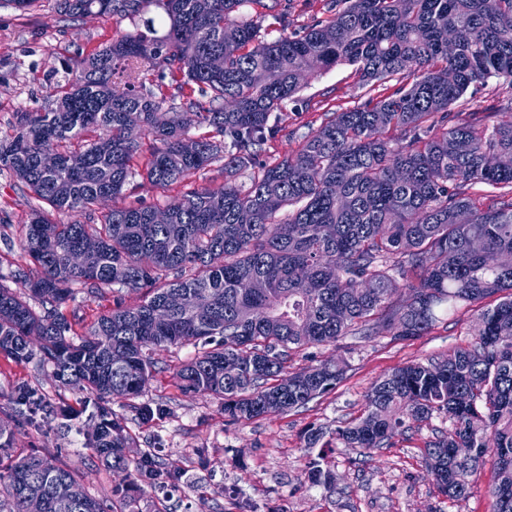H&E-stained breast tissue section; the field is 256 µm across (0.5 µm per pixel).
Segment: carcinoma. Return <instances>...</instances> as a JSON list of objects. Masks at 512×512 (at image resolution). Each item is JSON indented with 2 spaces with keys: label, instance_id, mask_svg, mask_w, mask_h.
I'll return each mask as SVG.
<instances>
[{
  "label": "carcinoma",
  "instance_id": "obj_1",
  "mask_svg": "<svg viewBox=\"0 0 512 512\" xmlns=\"http://www.w3.org/2000/svg\"><path fill=\"white\" fill-rule=\"evenodd\" d=\"M156 2L168 29L158 35L145 8ZM331 17L267 41L262 0H57L68 21L95 15L140 24L61 66L60 95L19 113L0 137L4 168L42 205L32 209L22 248L33 267L14 278L25 297L0 285V352L39 357L59 382L91 396L97 423L90 448L107 466L125 464L127 441L112 399L139 394L152 377L145 351L192 344L177 372L184 392L224 399V415L251 421L306 406L334 389L343 369L320 361L285 374L290 352L344 336L427 333L462 306L477 310L474 343L442 359L399 367L373 384L362 416L307 448H385L396 435L444 415L422 463L439 493L468 498L487 455L496 459L493 512H512V122L448 108L490 78L512 89V0H341ZM224 61L213 73L209 60ZM348 63L365 81L402 74L392 94L334 112L297 153L260 160L278 132L276 112L308 76ZM175 82L185 111L149 78ZM211 134L191 137V122ZM400 132L397 142L383 137ZM146 177L160 189L186 182L212 162L224 173L258 169L250 187L205 185L163 208H110L98 224L56 222L123 192L142 139ZM495 188L486 194L476 189ZM144 291L82 334L62 305L79 288ZM33 423L52 411L40 390L11 393ZM12 432L0 427V472L9 502L28 493L43 512H119L129 492L166 480L148 452L139 482L112 489V505L87 496L70 505L76 471L51 451L5 457ZM312 485L331 491L336 473L318 452Z\"/></svg>",
  "mask_w": 512,
  "mask_h": 512
}]
</instances>
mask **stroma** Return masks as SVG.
I'll list each match as a JSON object with an SVG mask.
<instances>
[{
    "label": "stroma",
    "mask_w": 512,
    "mask_h": 512,
    "mask_svg": "<svg viewBox=\"0 0 512 512\" xmlns=\"http://www.w3.org/2000/svg\"><path fill=\"white\" fill-rule=\"evenodd\" d=\"M339 7V0H278L263 18L261 33L273 40L330 17ZM133 27V19L119 16L107 20L89 16L72 25L57 12L55 0H36L26 14L0 0V133L12 130L22 109L51 101L56 86L50 74L62 61L79 59ZM400 84L397 76L365 82L348 64L306 78L296 97L278 111L280 131L267 143L264 159L273 162L296 153L304 137L330 113L361 107L391 94ZM454 109L489 112L494 122H508L512 90L492 78L477 93H466ZM134 168L116 205L161 208L169 197L190 188L186 182L165 190L155 187L142 174L143 159H136ZM36 204L16 177L0 170V284L5 287L17 288L14 271L30 265L19 241ZM141 298L138 291L106 287L95 298L75 294L64 312L87 327L115 303L133 306ZM475 324L473 310L464 307L421 336H347L333 345L296 351L288 361L289 372L332 359L345 370L341 382L304 408L239 423L225 417L221 398L177 388L175 374L194 356L193 346L151 351L159 373L138 395L116 398L111 404L131 436L121 469L103 465L88 445L92 422L83 408V393L62 386L38 360L18 363L0 353V423L12 429L15 452L60 449L62 460L78 471L85 492L101 499L111 498L113 487L137 481L143 453L159 449L166 469L175 477L174 487L135 496L125 512H491L488 490L493 459H486L474 493L464 501L439 494L422 466L426 443L436 432L453 427L444 416L394 437L386 448L327 449V460L336 471L334 491L308 480L311 455L305 434L309 428L332 431L358 418L376 380L406 364L442 358L467 347L474 339ZM23 385L39 388L54 407L39 424L26 422L10 398L12 389ZM144 403L156 409L148 425L138 415Z\"/></svg>",
    "instance_id": "35a3bbf8"
}]
</instances>
